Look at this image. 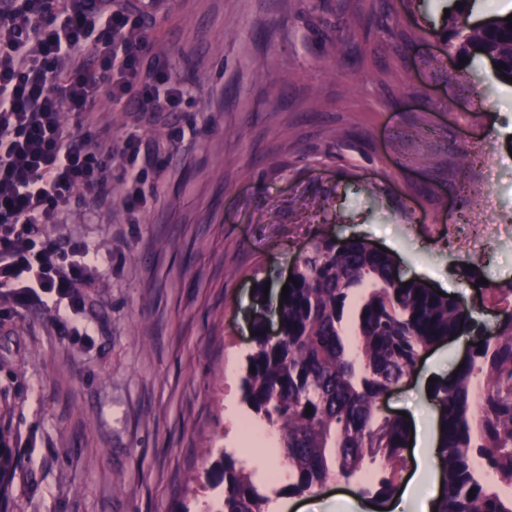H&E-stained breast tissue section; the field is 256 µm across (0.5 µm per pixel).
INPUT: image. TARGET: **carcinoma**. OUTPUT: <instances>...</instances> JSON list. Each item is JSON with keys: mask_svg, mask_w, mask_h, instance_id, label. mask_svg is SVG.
Listing matches in <instances>:
<instances>
[{"mask_svg": "<svg viewBox=\"0 0 512 512\" xmlns=\"http://www.w3.org/2000/svg\"><path fill=\"white\" fill-rule=\"evenodd\" d=\"M440 38L449 56H494L512 74V27L504 16L486 29L460 11ZM292 277L290 292L278 297V340L266 335L264 320L253 321L240 389L247 407L280 429L278 454L288 473L281 490L302 495L337 472L349 478L380 456H400L410 430L382 413L383 395L417 368L421 353L472 329L473 317L421 281L399 284L389 255L353 239L315 238ZM478 335L485 342L431 391L443 479L437 512H512V494L504 492L512 488V318ZM223 458L216 512H266V487L245 462Z\"/></svg>", "mask_w": 512, "mask_h": 512, "instance_id": "obj_1", "label": "carcinoma"}]
</instances>
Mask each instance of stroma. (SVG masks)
<instances>
[{
	"instance_id": "stroma-1",
	"label": "stroma",
	"mask_w": 512,
	"mask_h": 512,
	"mask_svg": "<svg viewBox=\"0 0 512 512\" xmlns=\"http://www.w3.org/2000/svg\"><path fill=\"white\" fill-rule=\"evenodd\" d=\"M155 0L150 54L185 94L137 121L128 101L94 111L113 139L154 151L114 166L126 189L156 191L140 209L112 205L53 239L100 248L85 289L87 343L62 336L54 311L0 299V455L14 460L7 512H207L220 456L263 481L278 432L241 401L254 316L277 304L311 239L386 248L403 280L463 296L477 327L503 310L465 275L512 286V85L483 59L456 82L442 44L448 0ZM347 41L352 65L330 45ZM266 280V300L254 288ZM468 339L426 353L384 414L415 425L431 377L447 378ZM373 499L368 471L281 496L289 512Z\"/></svg>"
}]
</instances>
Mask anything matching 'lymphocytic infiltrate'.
<instances>
[{"instance_id": "obj_1", "label": "lymphocytic infiltrate", "mask_w": 512, "mask_h": 512, "mask_svg": "<svg viewBox=\"0 0 512 512\" xmlns=\"http://www.w3.org/2000/svg\"><path fill=\"white\" fill-rule=\"evenodd\" d=\"M147 18L145 0H0V295L55 311L73 340L90 334L83 291L101 255L61 247L46 228L111 202L113 161L136 159L141 143L105 129L79 139L62 115L88 121L103 92L143 112L182 96L142 74Z\"/></svg>"}]
</instances>
